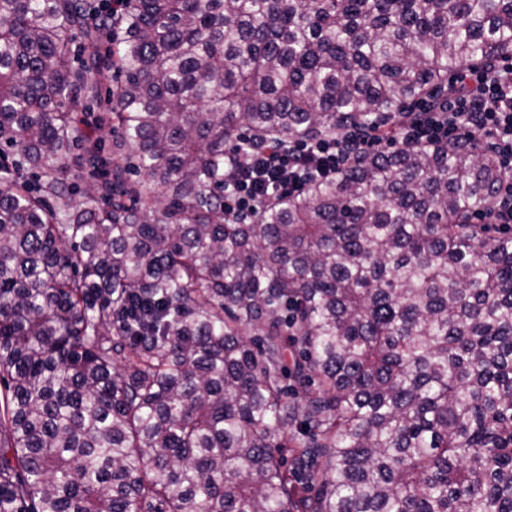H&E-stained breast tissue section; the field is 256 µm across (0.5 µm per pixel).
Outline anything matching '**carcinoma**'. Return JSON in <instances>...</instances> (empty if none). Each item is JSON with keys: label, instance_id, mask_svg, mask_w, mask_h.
<instances>
[{"label": "carcinoma", "instance_id": "obj_1", "mask_svg": "<svg viewBox=\"0 0 512 512\" xmlns=\"http://www.w3.org/2000/svg\"><path fill=\"white\" fill-rule=\"evenodd\" d=\"M511 55L512 0H0V512H512V235L468 221L492 154L365 155L224 216L226 143Z\"/></svg>", "mask_w": 512, "mask_h": 512}]
</instances>
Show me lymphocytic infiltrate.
Here are the masks:
<instances>
[{
  "mask_svg": "<svg viewBox=\"0 0 512 512\" xmlns=\"http://www.w3.org/2000/svg\"><path fill=\"white\" fill-rule=\"evenodd\" d=\"M468 139L489 144L505 176L490 208L475 211L476 224H512V58L469 65L451 74L434 94L391 113L379 125L360 123L318 139L285 146L266 144L247 155L230 151L224 172V213L250 218L266 202L297 194L336 177L353 158L384 147L431 149Z\"/></svg>",
  "mask_w": 512,
  "mask_h": 512,
  "instance_id": "lymphocytic-infiltrate-1",
  "label": "lymphocytic infiltrate"
}]
</instances>
